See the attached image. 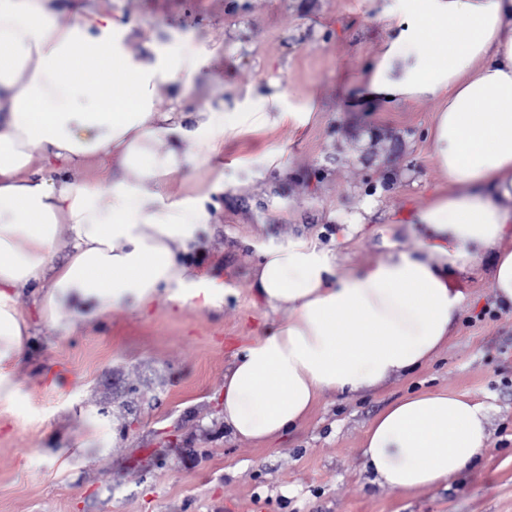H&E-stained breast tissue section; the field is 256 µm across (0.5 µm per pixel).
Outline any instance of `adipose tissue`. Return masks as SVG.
<instances>
[{"label": "adipose tissue", "instance_id": "obj_1", "mask_svg": "<svg viewBox=\"0 0 512 512\" xmlns=\"http://www.w3.org/2000/svg\"><path fill=\"white\" fill-rule=\"evenodd\" d=\"M382 22L397 36L368 69L359 102H437L428 129L443 184L407 221H379L383 185L357 199L329 242L300 237L258 249L252 285L275 330L236 354L224 375L223 419L234 437L268 444L304 421L324 393L360 394L430 363L465 301L449 276L491 258L499 303L512 306V0H391ZM128 26L90 8L69 24L57 0H0V402L13 398L6 364L25 355L17 306L42 291L41 312L89 304L94 315L158 298L220 307L226 291L189 256L202 249L209 191L176 197L169 177L210 162L225 141L306 125L281 94L259 110H160L158 82L190 88L192 58H135ZM121 73V83L111 80ZM193 138L186 158L180 143ZM166 142L158 150V142ZM109 162V200L72 169ZM55 166L54 181L36 164ZM380 223L371 263L343 269V242ZM68 230V241L59 233ZM408 230L418 245L404 247ZM488 408L449 388L389 405L364 434V467L399 494L435 489L474 466Z\"/></svg>", "mask_w": 512, "mask_h": 512}]
</instances>
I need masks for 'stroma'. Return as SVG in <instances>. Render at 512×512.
<instances>
[{"label":"stroma","instance_id":"obj_1","mask_svg":"<svg viewBox=\"0 0 512 512\" xmlns=\"http://www.w3.org/2000/svg\"><path fill=\"white\" fill-rule=\"evenodd\" d=\"M95 4L130 25L128 53L198 63L189 111H235L246 86L311 111L303 130L282 125L225 144L172 187L187 196L223 177L197 261L230 293L222 307L149 314L90 306L43 319L30 288V324L11 368L15 395L0 404V512H512V307L499 305L488 265L451 277L468 295L432 363L367 394H324L309 417L272 443L224 429V373L256 336L273 331L251 282L263 244L336 233V210L398 173L380 211H411L440 183L427 130L437 104L417 100L351 109L356 81L394 31L388 0H60L61 23ZM278 154L287 176L267 168ZM452 388L489 407L488 441L474 469L408 495L362 467L369 422L421 389ZM54 456H46V449Z\"/></svg>","mask_w":512,"mask_h":512}]
</instances>
